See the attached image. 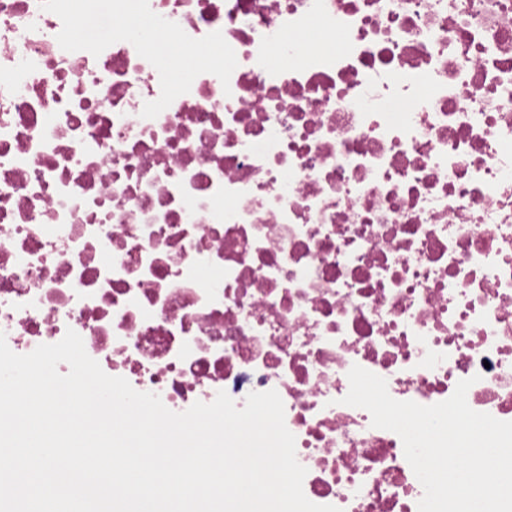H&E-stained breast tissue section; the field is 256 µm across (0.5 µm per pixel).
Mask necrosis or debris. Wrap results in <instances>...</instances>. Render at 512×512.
Returning <instances> with one entry per match:
<instances>
[{"mask_svg": "<svg viewBox=\"0 0 512 512\" xmlns=\"http://www.w3.org/2000/svg\"><path fill=\"white\" fill-rule=\"evenodd\" d=\"M0 0V332L174 412L276 390L305 496L418 512L352 366L512 421V0ZM196 64L181 76L177 63Z\"/></svg>", "mask_w": 512, "mask_h": 512, "instance_id": "obj_1", "label": "necrosis or debris"}]
</instances>
